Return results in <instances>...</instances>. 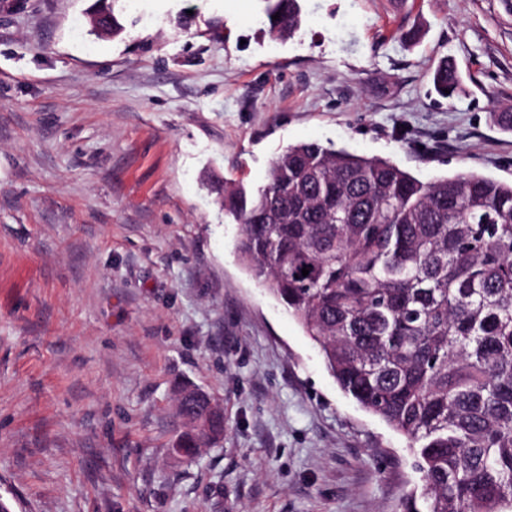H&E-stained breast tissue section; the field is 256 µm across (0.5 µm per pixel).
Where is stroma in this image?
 Instances as JSON below:
<instances>
[{"mask_svg":"<svg viewBox=\"0 0 512 512\" xmlns=\"http://www.w3.org/2000/svg\"><path fill=\"white\" fill-rule=\"evenodd\" d=\"M0 0V494L15 512H401L407 439L241 266L225 188L285 146L512 182L503 0ZM419 30L421 38L406 42ZM463 90L432 86L442 60ZM192 385L224 438L172 443ZM269 32L277 39L293 37L301 27V7L299 0H264ZM280 12L279 19L272 16Z\"/></svg>","mask_w":512,"mask_h":512,"instance_id":"35a3bbf8","label":"stroma"}]
</instances>
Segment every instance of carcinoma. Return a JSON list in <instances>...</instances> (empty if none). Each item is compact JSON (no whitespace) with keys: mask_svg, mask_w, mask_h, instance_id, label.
I'll list each match as a JSON object with an SVG mask.
<instances>
[{"mask_svg":"<svg viewBox=\"0 0 512 512\" xmlns=\"http://www.w3.org/2000/svg\"><path fill=\"white\" fill-rule=\"evenodd\" d=\"M293 37L299 0H264ZM279 19H272L273 15ZM455 94V66L433 76ZM238 256L319 347L340 390L405 435L421 473L402 512H512V183L423 181L381 157L304 141L268 182L224 197ZM309 269L302 276V269ZM177 455L216 444L224 417L177 399Z\"/></svg>","mask_w":512,"mask_h":512,"instance_id":"1","label":"carcinoma"}]
</instances>
